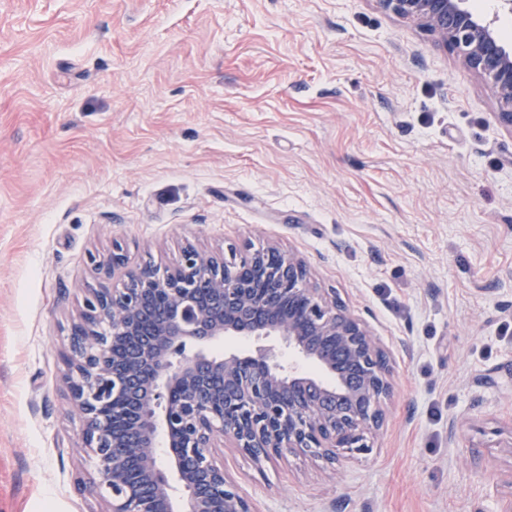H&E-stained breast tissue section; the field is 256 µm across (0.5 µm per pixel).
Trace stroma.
<instances>
[{
  "label": "stroma",
  "instance_id": "obj_1",
  "mask_svg": "<svg viewBox=\"0 0 512 512\" xmlns=\"http://www.w3.org/2000/svg\"><path fill=\"white\" fill-rule=\"evenodd\" d=\"M377 0H0V512H102L62 383L89 253L274 241L380 340L370 451L218 459L256 512L512 503V131Z\"/></svg>",
  "mask_w": 512,
  "mask_h": 512
}]
</instances>
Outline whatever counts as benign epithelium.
<instances>
[{
    "instance_id": "7a95c632",
    "label": "benign epithelium",
    "mask_w": 512,
    "mask_h": 512,
    "mask_svg": "<svg viewBox=\"0 0 512 512\" xmlns=\"http://www.w3.org/2000/svg\"><path fill=\"white\" fill-rule=\"evenodd\" d=\"M377 2L484 78L498 121L512 130V47L494 22L467 0ZM88 261L100 284L71 319L64 382L102 512H256L217 462L219 448L257 462L369 450L391 390L387 356L336 293L313 286L303 258L275 244L225 253L188 244L172 267H131L115 240ZM117 274L120 285L108 287ZM224 336L276 338L328 379L284 364L275 344L216 355L211 346Z\"/></svg>"
}]
</instances>
